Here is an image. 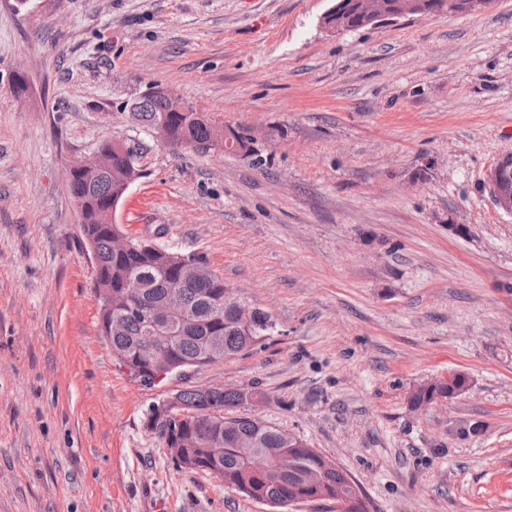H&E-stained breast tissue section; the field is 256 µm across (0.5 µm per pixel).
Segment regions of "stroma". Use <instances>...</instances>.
<instances>
[{
    "label": "stroma",
    "mask_w": 512,
    "mask_h": 512,
    "mask_svg": "<svg viewBox=\"0 0 512 512\" xmlns=\"http://www.w3.org/2000/svg\"><path fill=\"white\" fill-rule=\"evenodd\" d=\"M331 0H0V512H279L177 469L145 427L186 386L347 471L370 512H512V0L353 32ZM24 71L29 93L10 79ZM152 82L249 128L265 161L175 150ZM117 139L127 235L194 252L273 333L145 386L100 333L66 167ZM456 398L408 396L449 374ZM501 161L500 158L492 166L487 174V182L499 209L512 215V166H503ZM466 387V377L461 374L456 376L453 385L446 388L437 387L433 382H428L417 387V389L413 391L410 397V404L415 409L420 406H429L445 398H448L449 400L462 393Z\"/></svg>",
    "instance_id": "stroma-1"
}]
</instances>
